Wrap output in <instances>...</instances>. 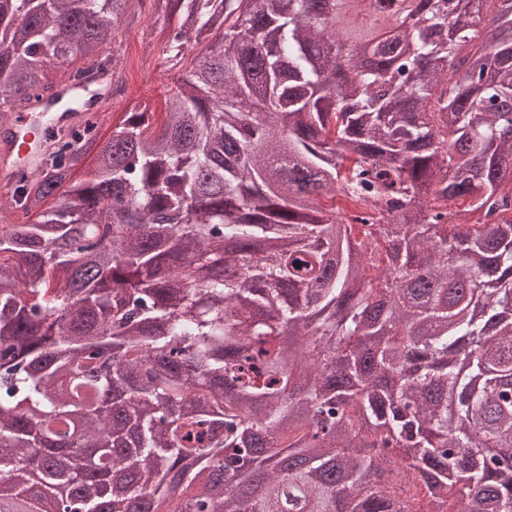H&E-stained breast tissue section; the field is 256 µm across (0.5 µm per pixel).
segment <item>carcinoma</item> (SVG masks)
<instances>
[{
  "label": "carcinoma",
  "mask_w": 512,
  "mask_h": 512,
  "mask_svg": "<svg viewBox=\"0 0 512 512\" xmlns=\"http://www.w3.org/2000/svg\"><path fill=\"white\" fill-rule=\"evenodd\" d=\"M134 2L0 0V103ZM169 2L162 127L90 115L0 200L12 503L512 512V0Z\"/></svg>",
  "instance_id": "1"
}]
</instances>
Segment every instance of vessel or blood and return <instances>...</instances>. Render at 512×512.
Wrapping results in <instances>:
<instances>
[{
    "instance_id": "1",
    "label": "vessel or blood",
    "mask_w": 512,
    "mask_h": 512,
    "mask_svg": "<svg viewBox=\"0 0 512 512\" xmlns=\"http://www.w3.org/2000/svg\"><path fill=\"white\" fill-rule=\"evenodd\" d=\"M76 86L58 87L55 94H44L35 106L11 112L0 125V185H12L19 173L40 171L50 153L51 139L62 138L83 124L85 112H64L53 104V95L69 98Z\"/></svg>"
}]
</instances>
